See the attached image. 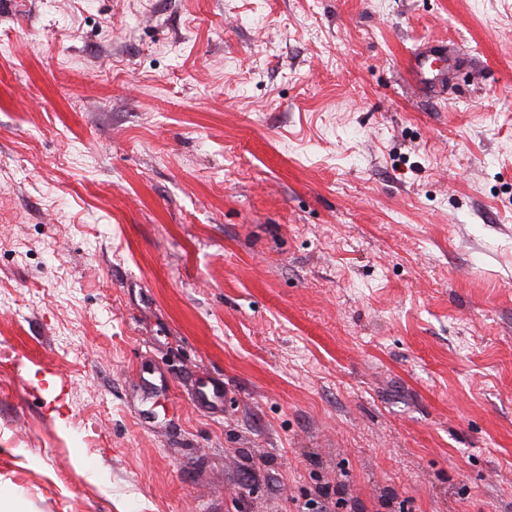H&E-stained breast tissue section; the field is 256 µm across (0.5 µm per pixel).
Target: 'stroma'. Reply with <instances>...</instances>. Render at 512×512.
<instances>
[{
  "mask_svg": "<svg viewBox=\"0 0 512 512\" xmlns=\"http://www.w3.org/2000/svg\"><path fill=\"white\" fill-rule=\"evenodd\" d=\"M0 345L33 512H512V0H0ZM444 64L438 66L440 62ZM448 44L428 42L409 58V66L420 83L439 82L448 79ZM335 494L331 492L329 489H325L318 499H308L302 505L299 506L301 508V512H330L331 508L334 507L337 511H341L346 506V501L342 497H337L334 502H329L328 499L331 498L332 495Z\"/></svg>",
  "mask_w": 512,
  "mask_h": 512,
  "instance_id": "1",
  "label": "stroma"
}]
</instances>
